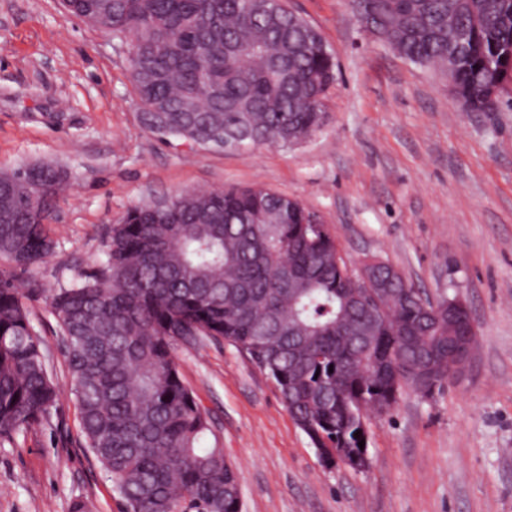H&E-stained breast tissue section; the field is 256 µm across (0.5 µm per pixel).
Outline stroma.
<instances>
[{"mask_svg":"<svg viewBox=\"0 0 512 512\" xmlns=\"http://www.w3.org/2000/svg\"><path fill=\"white\" fill-rule=\"evenodd\" d=\"M286 6L339 64L325 123L294 145L224 151L142 127L111 36L56 0H0V170L47 161L71 173L55 252L19 277L58 410L0 442V512H123L83 446L46 293L103 261L104 232L130 207L251 185L316 211L348 265L377 257L430 297H461L478 336L462 381L370 421L363 472L323 466L274 385L227 342L176 346L238 473L242 512H512V111H462L446 76L366 35L350 0Z\"/></svg>","mask_w":512,"mask_h":512,"instance_id":"obj_1","label":"stroma"}]
</instances>
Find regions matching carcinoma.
<instances>
[{"mask_svg": "<svg viewBox=\"0 0 512 512\" xmlns=\"http://www.w3.org/2000/svg\"><path fill=\"white\" fill-rule=\"evenodd\" d=\"M112 15L140 121L164 142L207 148V132L247 146L291 144L319 130L337 65L322 35L279 0H67ZM385 45L451 73L477 112L512 67V0H352ZM68 184L38 165L31 187L0 172V441L47 423L59 393L17 272L52 256V210ZM106 260L48 295L65 343L85 446L125 512H238L237 472L184 385L174 347L223 339L276 384L313 447H358L359 404L388 415L408 392L434 396L463 350L466 319L386 261L369 320L339 244L317 213L261 186L186 191L158 210L129 208L108 227Z\"/></svg>", "mask_w": 512, "mask_h": 512, "instance_id": "carcinoma-1", "label": "carcinoma"}]
</instances>
